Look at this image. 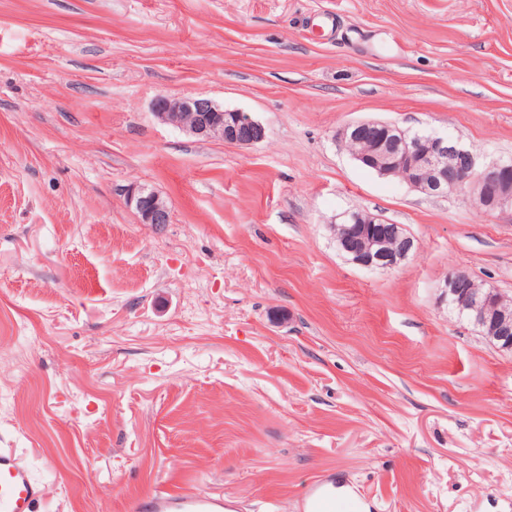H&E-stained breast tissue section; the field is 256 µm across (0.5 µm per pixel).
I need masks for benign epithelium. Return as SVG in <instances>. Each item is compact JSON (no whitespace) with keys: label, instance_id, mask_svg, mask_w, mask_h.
I'll list each match as a JSON object with an SVG mask.
<instances>
[{"label":"benign epithelium","instance_id":"1","mask_svg":"<svg viewBox=\"0 0 512 512\" xmlns=\"http://www.w3.org/2000/svg\"><path fill=\"white\" fill-rule=\"evenodd\" d=\"M152 110L163 123L202 139L252 146L267 136L266 127L248 113L224 109L200 95H160L153 101ZM371 130H383L386 136L379 142H364L352 157L379 175L398 176L427 196L471 192L488 213L512 201V191L507 189L512 186V160L479 168L473 152L456 140L434 133L421 136L380 121L348 124L339 132V139L343 143L363 142ZM126 202L142 224L161 226L170 222L167 202L154 190L131 188L126 192ZM378 221V216L360 210L340 215L333 223L336 244L359 266L391 269L416 249V240L402 233L400 224H386L379 231L365 228ZM445 292L463 298L475 322L493 326L494 340L502 343L501 349H512L511 296L483 288L465 272L448 276Z\"/></svg>","mask_w":512,"mask_h":512}]
</instances>
